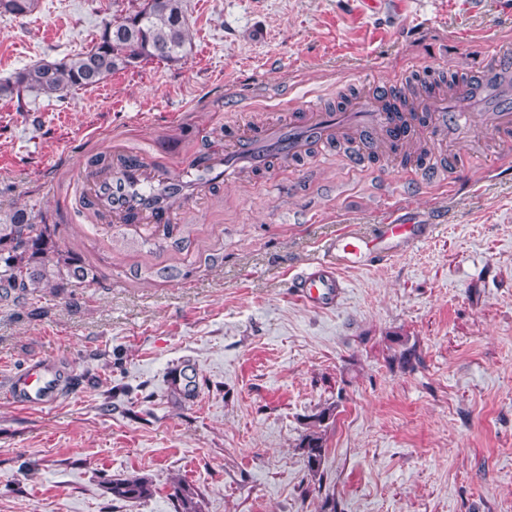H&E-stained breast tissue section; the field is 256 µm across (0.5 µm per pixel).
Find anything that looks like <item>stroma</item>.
I'll use <instances>...</instances> for the list:
<instances>
[{"instance_id": "stroma-1", "label": "stroma", "mask_w": 512, "mask_h": 512, "mask_svg": "<svg viewBox=\"0 0 512 512\" xmlns=\"http://www.w3.org/2000/svg\"><path fill=\"white\" fill-rule=\"evenodd\" d=\"M141 0H38L0 15V80L89 49ZM184 61H147L59 100L0 97V210L57 225L92 268L76 288L0 301V512H512V141L475 127L423 132L411 150L462 151L433 182L352 143L272 160L201 195L170 228L71 224L76 172L99 154L180 174L230 128L285 123L375 84L412 88L482 65L512 39V0H186ZM432 225L376 265L342 269L336 303L291 282L345 231L392 215ZM414 348L408 364L400 352ZM54 361L50 408L7 382ZM323 480L299 443L323 409ZM148 477L153 496L108 482ZM109 490L116 500H141L152 495L153 484L145 476L114 478L110 483ZM171 498L176 502V512H200V493L196 487L177 481L171 486Z\"/></svg>"}]
</instances>
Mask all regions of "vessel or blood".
<instances>
[{"label": "vessel or blood", "mask_w": 512, "mask_h": 512, "mask_svg": "<svg viewBox=\"0 0 512 512\" xmlns=\"http://www.w3.org/2000/svg\"><path fill=\"white\" fill-rule=\"evenodd\" d=\"M512 72V47L496 46L490 60L479 74L467 75L468 97H454L447 107L436 110L429 103L405 108L390 92L371 99L351 98L349 103L334 112L320 110L318 103L310 101L298 117L288 125H256L234 135L229 152L206 156L205 165L213 181L195 180L183 190L188 200H196L211 182L229 183L237 180L246 168H261L273 158L291 159L302 156L315 144L326 140L333 132L347 129L362 135L366 149L356 156L357 164H364L370 150L379 146L384 136L406 139L418 128L437 130L454 129L462 124L474 123L475 113L467 106L472 102L485 104V115L496 132L512 137V89L501 83L503 74ZM173 182L163 168L150 165L138 157L127 158L117 170L95 180L79 179V197L95 206L116 224H158L172 221L179 206L165 204L163 209L151 205L153 193L163 191ZM423 233L421 226L411 224H383L371 237L350 232L340 234L330 245L337 265L348 268L370 266L382 253L398 245L410 243ZM341 283L332 269H321L300 275L296 288L300 297L309 304L324 307L334 302ZM64 379L49 361L30 363L22 373L14 376L9 387L10 397L22 404L45 407L56 403L66 392Z\"/></svg>", "instance_id": "obj_1"}]
</instances>
